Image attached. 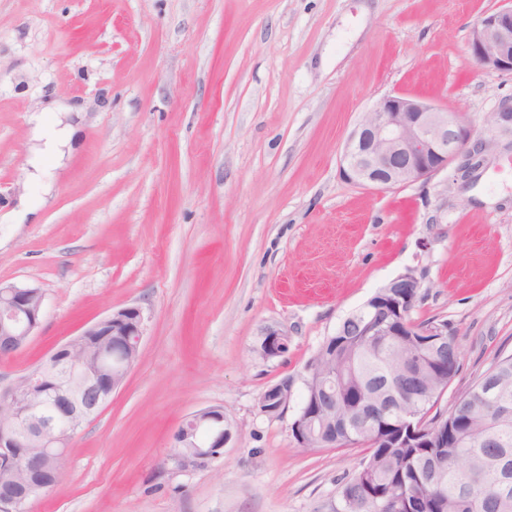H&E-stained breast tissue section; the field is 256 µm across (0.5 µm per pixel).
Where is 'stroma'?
<instances>
[{"label":"stroma","mask_w":512,"mask_h":512,"mask_svg":"<svg viewBox=\"0 0 512 512\" xmlns=\"http://www.w3.org/2000/svg\"><path fill=\"white\" fill-rule=\"evenodd\" d=\"M501 0H0V282L44 297L22 376L114 310L145 318L140 356L74 435L29 512H331L357 448L298 447L259 414L342 320L410 272L414 319L460 347L441 404L512 354V134L488 117L512 75L467 59ZM394 92L459 112L460 162L375 190L339 174L345 140ZM43 124L68 129L44 149ZM43 175L34 178L32 162ZM268 327L287 353L265 359ZM237 426L221 460L171 459L189 414Z\"/></svg>","instance_id":"obj_1"}]
</instances>
